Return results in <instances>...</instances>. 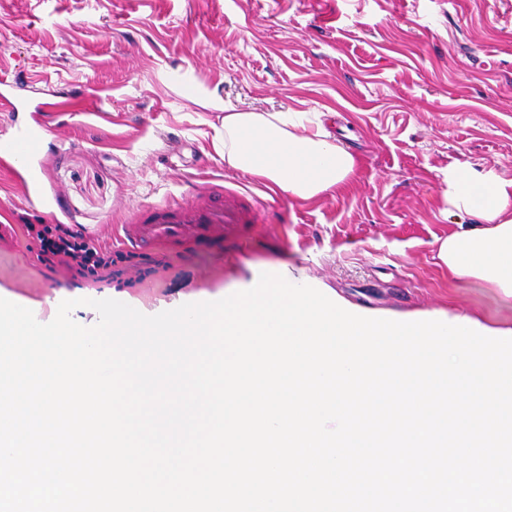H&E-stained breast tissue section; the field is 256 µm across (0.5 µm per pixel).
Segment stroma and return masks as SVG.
Wrapping results in <instances>:
<instances>
[{"label":"stroma","instance_id":"obj_1","mask_svg":"<svg viewBox=\"0 0 512 512\" xmlns=\"http://www.w3.org/2000/svg\"><path fill=\"white\" fill-rule=\"evenodd\" d=\"M172 70L239 111L327 113L355 175L300 201L226 167L220 113L176 90ZM0 76L58 106L36 161L54 214L28 208L0 167V297L39 321L115 292L155 315L286 262L364 308L512 328L511 298L436 264L464 221L445 209L449 165L512 179V0H0ZM209 181L253 192L267 223L219 254L156 248L172 266L140 281L51 271L21 232L58 222L118 252L129 216Z\"/></svg>","mask_w":512,"mask_h":512}]
</instances>
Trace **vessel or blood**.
I'll list each match as a JSON object with an SVG mask.
<instances>
[{
	"instance_id": "obj_1",
	"label": "vessel or blood",
	"mask_w": 512,
	"mask_h": 512,
	"mask_svg": "<svg viewBox=\"0 0 512 512\" xmlns=\"http://www.w3.org/2000/svg\"><path fill=\"white\" fill-rule=\"evenodd\" d=\"M19 109V101L0 88V112L14 121L12 136L0 141V161L22 186L25 203L36 210L43 207L44 200L32 160L40 152L47 128L40 123L17 122ZM257 208L245 190L227 187L220 191L207 184L190 199L136 212L121 227L122 241L141 252L167 245L219 253L225 240L240 237L248 224L254 223Z\"/></svg>"
}]
</instances>
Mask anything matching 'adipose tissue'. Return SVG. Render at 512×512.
I'll list each match as a JSON object with an SVG mask.
<instances>
[{"mask_svg":"<svg viewBox=\"0 0 512 512\" xmlns=\"http://www.w3.org/2000/svg\"><path fill=\"white\" fill-rule=\"evenodd\" d=\"M224 164L310 200L342 188L358 161L336 143L323 123L302 129L291 112L225 109ZM450 212L470 216L441 240L438 258L456 280L478 279L512 296V180L493 170L448 168Z\"/></svg>","mask_w":512,"mask_h":512,"instance_id":"obj_1","label":"adipose tissue"}]
</instances>
